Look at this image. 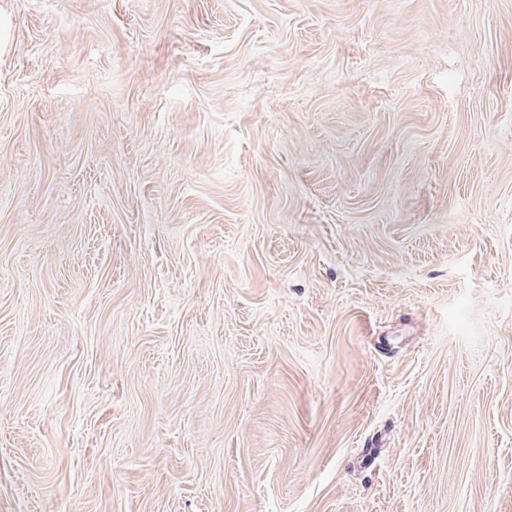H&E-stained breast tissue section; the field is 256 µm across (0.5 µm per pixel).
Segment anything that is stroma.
I'll return each mask as SVG.
<instances>
[{
	"instance_id": "35a3bbf8",
	"label": "stroma",
	"mask_w": 512,
	"mask_h": 512,
	"mask_svg": "<svg viewBox=\"0 0 512 512\" xmlns=\"http://www.w3.org/2000/svg\"><path fill=\"white\" fill-rule=\"evenodd\" d=\"M0 512H512V0H0Z\"/></svg>"
}]
</instances>
